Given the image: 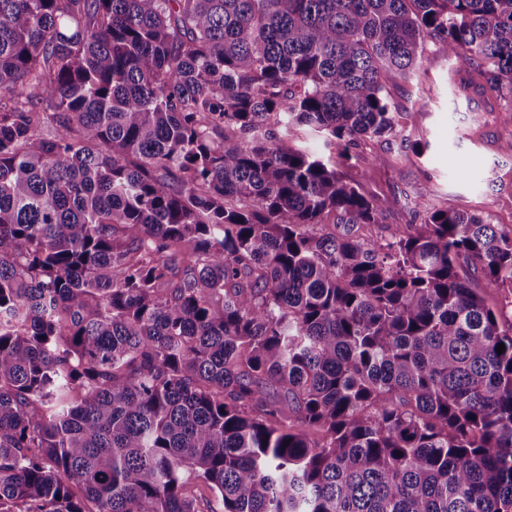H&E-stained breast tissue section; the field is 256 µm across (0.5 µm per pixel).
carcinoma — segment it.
I'll return each instance as SVG.
<instances>
[{
	"instance_id": "obj_1",
	"label": "carcinoma",
	"mask_w": 512,
	"mask_h": 512,
	"mask_svg": "<svg viewBox=\"0 0 512 512\" xmlns=\"http://www.w3.org/2000/svg\"><path fill=\"white\" fill-rule=\"evenodd\" d=\"M431 42L512 112V0H0V512H512V229L289 144Z\"/></svg>"
}]
</instances>
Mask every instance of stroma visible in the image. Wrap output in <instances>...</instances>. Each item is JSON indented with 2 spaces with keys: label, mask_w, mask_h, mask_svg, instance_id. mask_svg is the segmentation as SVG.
Listing matches in <instances>:
<instances>
[{
  "label": "stroma",
  "mask_w": 512,
  "mask_h": 512,
  "mask_svg": "<svg viewBox=\"0 0 512 512\" xmlns=\"http://www.w3.org/2000/svg\"><path fill=\"white\" fill-rule=\"evenodd\" d=\"M454 68L441 45L433 43L413 75L389 77L391 100L407 115L401 131L395 140L374 145V162L341 169L346 181L365 184L383 201V222L375 235L414 224L409 200L421 192L432 204L512 228V162L500 153L512 122L493 111V92L454 76ZM419 142L427 146L420 156L414 151Z\"/></svg>",
  "instance_id": "stroma-1"
}]
</instances>
